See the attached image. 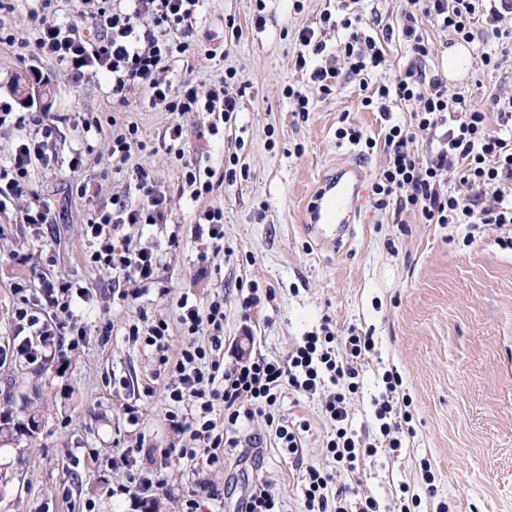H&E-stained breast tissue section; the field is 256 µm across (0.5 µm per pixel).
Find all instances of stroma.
<instances>
[{
	"instance_id": "obj_1",
	"label": "stroma",
	"mask_w": 512,
	"mask_h": 512,
	"mask_svg": "<svg viewBox=\"0 0 512 512\" xmlns=\"http://www.w3.org/2000/svg\"><path fill=\"white\" fill-rule=\"evenodd\" d=\"M0 14L16 46L0 45V100L13 113L0 123V165L14 142L32 133L17 116H38L59 128L57 157L31 173L34 191L54 200L57 212L48 232L35 235L22 221L23 203L0 210V417L36 416L34 436L0 441V512H180L179 500L201 480L220 495L204 500L200 512H245L259 485L267 486L283 512L303 508V464L334 473L335 485L357 483L360 496L377 499L383 512H397L403 490L419 494L415 512H512V225L423 224L417 215L395 216L373 206L372 184L385 155L367 154L338 139L342 117L382 139L378 113L365 110L358 81L341 74L332 95L312 96L308 115L295 112L286 87L307 82L296 72L295 34L317 26L323 11L341 14L340 0H272L264 27L252 23L254 0H203L193 31L205 53L173 63L167 77L179 83L192 75L211 88L225 69L235 68L245 95L235 123L210 134L200 112H163L147 104L139 89L126 110L112 107L110 83L92 75L73 82L54 61L37 57L27 44L33 31L27 13L32 0H11ZM407 0H360L365 34L391 32L385 44L393 70L410 55L396 25ZM241 37H233L226 20ZM487 30L478 27L466 74L449 88L482 104L512 93V53L498 70L484 72L480 54ZM45 86L46 100L20 101L16 82ZM97 117L100 130H86L81 114ZM136 122L143 152L126 162L113 159V125ZM180 123L200 167L213 170L212 190L191 197L180 164L169 152V128ZM86 155L80 174L68 169L72 151ZM238 157L247 178L223 179L226 157ZM145 169L166 195L168 223L128 230L131 244L161 249L159 278L165 294L149 290L136 301L113 298L111 273L86 266L84 226L114 199L135 205L137 169ZM357 169L363 182L358 212L338 248L319 245L302 229V214L322 180ZM85 196H78V186ZM224 210V247L208 263L196 229L200 212ZM66 275L84 281L94 300L80 310L86 341L65 358L29 363L13 355L15 284L38 287L42 278ZM271 289L250 312L242 303L249 282ZM224 303V337L251 354L280 359L304 336L329 324L336 335L371 332L375 348L361 362L360 388L351 400V427L377 429L373 402L384 390L382 376L397 371L401 394L411 401L413 438L399 451L379 449L365 457L364 475L337 470L322 444L334 426L322 411L321 395L286 391L277 416L306 423L299 459L288 458L264 417L239 427V444L216 463L175 456L185 441L170 428L166 381L153 349L129 337L141 318L174 320L182 297ZM137 403L138 425H129L123 405ZM144 446L170 459L155 500L133 507L122 494L131 473L123 450ZM429 461L434 493H426L421 468Z\"/></svg>"
}]
</instances>
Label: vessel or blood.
Instances as JSON below:
<instances>
[{
  "label": "vessel or blood",
  "mask_w": 512,
  "mask_h": 512,
  "mask_svg": "<svg viewBox=\"0 0 512 512\" xmlns=\"http://www.w3.org/2000/svg\"><path fill=\"white\" fill-rule=\"evenodd\" d=\"M354 189L341 180H334L318 188L306 210L305 230L324 243H335V235L330 234V225L346 228L353 222Z\"/></svg>",
  "instance_id": "obj_1"
}]
</instances>
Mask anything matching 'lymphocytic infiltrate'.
<instances>
[{"label":"lymphocytic infiltrate","instance_id":"f902f5d3","mask_svg":"<svg viewBox=\"0 0 512 512\" xmlns=\"http://www.w3.org/2000/svg\"><path fill=\"white\" fill-rule=\"evenodd\" d=\"M51 2L39 0L30 12L36 56L54 60L77 82L89 73L105 77L112 88L113 104L127 106L131 91L145 89L150 106L161 111H204L213 134L239 112L245 86L236 69H225L218 85L204 94L193 78L174 84L162 77L172 59L192 54L187 35L194 28L200 0H82L84 19L103 27L102 33L90 37L78 25L58 22L49 12ZM410 2L398 26L412 61L393 81L369 84L370 75L384 65L385 56L380 42L362 35L360 15L350 12L338 21L326 12L319 26H307L297 33L299 50L294 67L308 73L309 87L288 88L287 96L296 111L307 112L311 95L332 94L344 69L359 79L361 106L379 112L381 118H388L392 104L412 105L410 126H388L380 143L386 161L372 184L376 209L414 212L426 224H512V95L495 98L484 108L450 90L442 75L426 72L423 63L430 54V44L420 31L421 21L427 20L454 39L469 43L475 39L476 24L485 16L499 44L510 45L512 25H504L503 19L512 15V0H502L497 7L487 5L486 0ZM145 14L150 17L146 24L140 21ZM338 27L345 35L337 41L335 51H328L325 37ZM491 111L500 117L498 127L487 122ZM54 134L52 124L39 123L36 132L15 144L9 165L0 167V208L27 200L23 221L38 234L49 224L54 203L34 193L31 171L34 165L50 161ZM420 141L434 143V150L420 155L416 147ZM452 178L470 190L469 198L449 191ZM487 186L494 189L492 203L482 207L473 192ZM136 187L141 195L137 205L114 202L111 209L98 212L85 226L90 244L87 265L122 278L127 288L119 296L124 300L158 287L160 257L153 246H130L121 240V233L128 227L164 224L169 218L167 198L147 173L138 172ZM16 295L12 346L18 358L34 363L44 359L47 352L79 347L84 329L77 308L89 297L87 287L58 276L42 279L35 288L18 285ZM177 323L190 342L167 364L163 394L171 407V429L190 441L189 447L179 449V458L218 461L221 448L236 447L233 432L237 426L258 415L274 428L281 448L298 455V434L286 420L275 417L273 409L286 390L313 393L324 386L330 392L323 408L336 425L326 450L337 469L359 472L363 457L374 455L376 444L349 426L350 398L360 385L359 365L375 347L373 336L339 338L325 325L320 333L302 336L287 361L246 358L236 349L226 359L222 356L223 303L181 299ZM201 334L207 335V344L195 343V336ZM384 382L385 391L375 403V417L380 422V442L396 451L401 446L403 426L411 421L412 414L396 401L401 377L388 373ZM219 408L224 411L220 423L213 417ZM121 459L136 470L133 501L146 503L151 492L160 487L152 449L136 454L128 448ZM330 480V474L306 466L303 495L307 512H381L376 499H357L354 487L346 485L329 492Z\"/></svg>","mask_w":512,"mask_h":512}]
</instances>
